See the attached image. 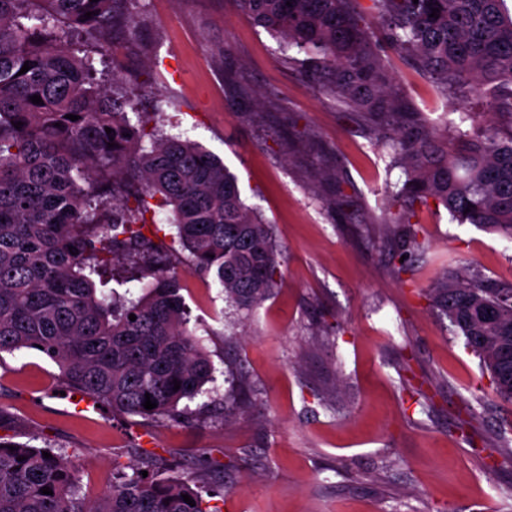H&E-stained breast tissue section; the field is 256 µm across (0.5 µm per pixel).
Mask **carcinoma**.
I'll use <instances>...</instances> for the list:
<instances>
[{"label":"carcinoma","instance_id":"obj_1","mask_svg":"<svg viewBox=\"0 0 512 512\" xmlns=\"http://www.w3.org/2000/svg\"><path fill=\"white\" fill-rule=\"evenodd\" d=\"M234 2L281 36L284 50L307 55L314 65L309 77L345 110L389 132L385 146L408 167L393 194L405 233L397 271L409 270L420 248L411 219L431 201L460 224L512 239L507 0H371L382 40L359 0ZM138 4L0 0V354L40 353L59 368L65 388L115 413L187 423L180 404L204 392L213 365L189 328L172 254L153 239L155 209L171 208L169 222L195 270L238 310L268 298L279 254L271 225L244 204L220 158L164 134L161 106L144 112L130 92L95 82L92 54L115 51L109 34L119 19L136 27ZM80 33L93 40L82 56L71 47ZM385 43L413 57L442 95L485 100L492 120L462 111L447 121L446 140L437 144L426 119L391 81ZM26 62L30 69L21 75ZM34 95L43 103H32ZM117 263L119 284L136 282L142 294L117 298L102 291ZM428 294L481 367L496 376L501 337L512 336V286L459 269L443 273ZM147 393L157 404L151 410L144 408ZM9 446L0 438V512H206L189 478L119 469L110 489L90 501L62 453ZM43 487L52 494L40 492Z\"/></svg>","mask_w":512,"mask_h":512}]
</instances>
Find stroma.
Listing matches in <instances>:
<instances>
[{"mask_svg": "<svg viewBox=\"0 0 512 512\" xmlns=\"http://www.w3.org/2000/svg\"><path fill=\"white\" fill-rule=\"evenodd\" d=\"M116 47L140 109L161 104L164 132L219 156L272 224L277 286L236 311L158 210L215 368L213 405L191 401L190 424L80 417L57 367L23 350L0 355V437L65 452L92 498L153 451L203 488L208 512H512V404L425 296L446 265L511 284L512 241L432 203L415 216L426 251L399 271L388 190L403 160L233 0H145L137 36ZM389 71L442 131L458 101L409 56L391 54ZM239 365L252 405L230 420L218 402Z\"/></svg>", "mask_w": 512, "mask_h": 512, "instance_id": "obj_1", "label": "stroma"}]
</instances>
